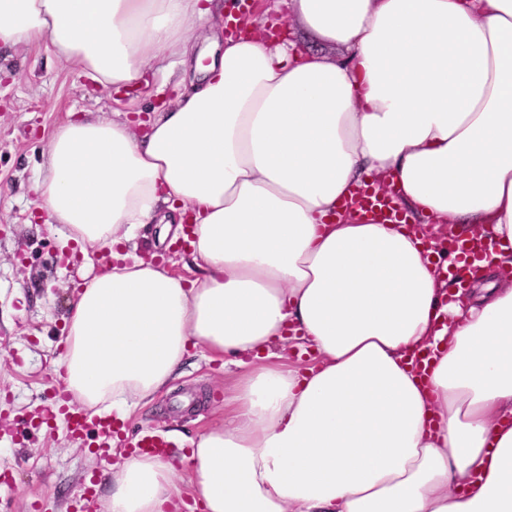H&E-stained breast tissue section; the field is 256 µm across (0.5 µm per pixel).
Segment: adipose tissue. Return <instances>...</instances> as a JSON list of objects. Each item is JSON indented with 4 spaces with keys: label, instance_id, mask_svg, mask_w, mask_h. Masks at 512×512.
Instances as JSON below:
<instances>
[{
    "label": "adipose tissue",
    "instance_id": "1",
    "mask_svg": "<svg viewBox=\"0 0 512 512\" xmlns=\"http://www.w3.org/2000/svg\"><path fill=\"white\" fill-rule=\"evenodd\" d=\"M316 51L219 41L203 0H0V47L49 42L128 85L206 38L174 107L143 136L58 125L37 206L85 275L55 369L74 401L127 416L189 348L234 355L224 417L184 459L205 512H512V0H277ZM328 46L338 55L325 54ZM385 180L399 224L360 219ZM186 278L125 251L161 210ZM496 243L448 300L431 234ZM299 333L313 364L274 347ZM175 465L128 454L106 512H166Z\"/></svg>",
    "mask_w": 512,
    "mask_h": 512
}]
</instances>
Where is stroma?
I'll use <instances>...</instances> for the list:
<instances>
[{"label": "stroma", "mask_w": 512, "mask_h": 512, "mask_svg": "<svg viewBox=\"0 0 512 512\" xmlns=\"http://www.w3.org/2000/svg\"><path fill=\"white\" fill-rule=\"evenodd\" d=\"M179 58L154 62L137 85L104 87L60 62L41 44L0 52V416L14 423L15 443L0 446V466L14 471L15 487L0 496V512H67L85 477L99 475V498L112 471L64 429L22 426L47 403L54 363L63 351L61 324L81 281L65 261L60 225L34 204L33 184L45 172V141L53 127L84 112L126 120L133 132L155 109L183 92ZM235 369L197 355L186 357L170 390L133 408L130 431L155 426L193 437L224 414Z\"/></svg>", "instance_id": "1"}]
</instances>
